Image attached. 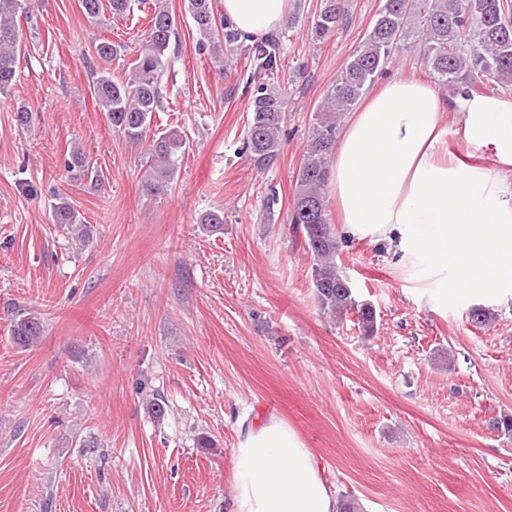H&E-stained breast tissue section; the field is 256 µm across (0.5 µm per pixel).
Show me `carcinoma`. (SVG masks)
I'll return each mask as SVG.
<instances>
[{
    "mask_svg": "<svg viewBox=\"0 0 512 512\" xmlns=\"http://www.w3.org/2000/svg\"><path fill=\"white\" fill-rule=\"evenodd\" d=\"M34 0H0V93L14 84L22 34L18 13H29ZM83 13L96 20L104 7L114 15L129 9V0H80ZM187 11L201 35L199 50L209 53L219 66H231L224 50L243 46L250 61L253 95L245 149L260 167L276 161L286 122L287 90L269 83L282 67V43L278 35L243 44L231 22L217 17L214 0H187ZM348 13L345 0H323L312 21L311 34L324 40L335 34ZM172 14L163 5L154 7L148 21L147 40L132 63L129 76L114 80L108 66L117 48L108 40L93 49L98 65L95 99L112 128L133 143L151 138L143 191L158 196L167 191L186 140L170 129L149 136L154 114L162 111L161 80L165 52L175 38ZM414 51L434 81L453 96L475 91L499 97L512 96V0H383L373 25L354 50L324 95L314 115L299 170L289 223L301 235L311 259V280L321 310L343 316L354 313L366 338L377 332V314L369 303L355 299L349 280L336 264L340 245L329 223L326 191L329 186L336 137L346 112L375 82L394 56ZM69 172L84 179L91 173L86 156L76 150L66 163ZM56 224L70 227L76 238H89L88 225L65 197L52 206ZM475 326L495 319L490 309L474 305L468 312ZM43 326L34 315H24L12 325L17 347L28 349L42 336Z\"/></svg>",
    "mask_w": 512,
    "mask_h": 512,
    "instance_id": "obj_1",
    "label": "carcinoma"
}]
</instances>
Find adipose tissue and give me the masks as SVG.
<instances>
[{
  "label": "adipose tissue",
  "mask_w": 512,
  "mask_h": 512,
  "mask_svg": "<svg viewBox=\"0 0 512 512\" xmlns=\"http://www.w3.org/2000/svg\"><path fill=\"white\" fill-rule=\"evenodd\" d=\"M293 0H223L247 37L284 27ZM463 139L512 167V100L471 92L441 100L428 84L393 77L342 129L330 185L343 233L454 269L452 294L512 290V189L487 170L438 156L445 116ZM230 512H336L314 455L278 416L237 424Z\"/></svg>",
  "instance_id": "1"
}]
</instances>
